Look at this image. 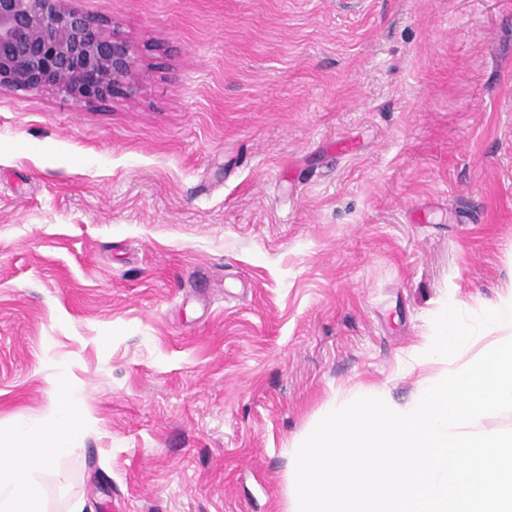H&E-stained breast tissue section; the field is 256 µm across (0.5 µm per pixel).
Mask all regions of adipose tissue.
<instances>
[{"instance_id":"obj_1","label":"adipose tissue","mask_w":512,"mask_h":512,"mask_svg":"<svg viewBox=\"0 0 512 512\" xmlns=\"http://www.w3.org/2000/svg\"><path fill=\"white\" fill-rule=\"evenodd\" d=\"M78 433L76 418L64 406L41 431L20 423L0 432V512H45L43 472L71 450Z\"/></svg>"}]
</instances>
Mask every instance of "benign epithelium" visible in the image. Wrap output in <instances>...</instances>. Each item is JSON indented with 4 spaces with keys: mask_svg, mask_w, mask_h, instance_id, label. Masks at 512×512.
<instances>
[{
    "mask_svg": "<svg viewBox=\"0 0 512 512\" xmlns=\"http://www.w3.org/2000/svg\"><path fill=\"white\" fill-rule=\"evenodd\" d=\"M135 47L70 0H0V89L76 104L134 97Z\"/></svg>",
    "mask_w": 512,
    "mask_h": 512,
    "instance_id": "benign-epithelium-1",
    "label": "benign epithelium"
}]
</instances>
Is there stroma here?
Masks as SVG:
<instances>
[{"instance_id":"1","label":"stroma","mask_w":512,"mask_h":512,"mask_svg":"<svg viewBox=\"0 0 512 512\" xmlns=\"http://www.w3.org/2000/svg\"><path fill=\"white\" fill-rule=\"evenodd\" d=\"M134 99L0 90V431L81 422L49 512H283L445 305L512 284V0H72ZM347 151H337V143Z\"/></svg>"}]
</instances>
